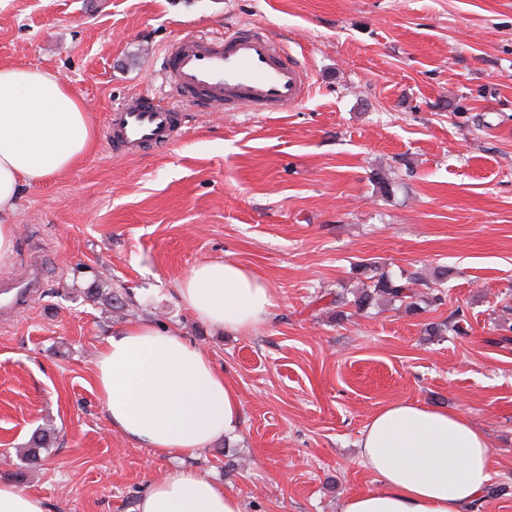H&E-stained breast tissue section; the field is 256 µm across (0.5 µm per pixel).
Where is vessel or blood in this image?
Returning <instances> with one entry per match:
<instances>
[{
  "label": "vessel or blood",
  "mask_w": 512,
  "mask_h": 512,
  "mask_svg": "<svg viewBox=\"0 0 512 512\" xmlns=\"http://www.w3.org/2000/svg\"><path fill=\"white\" fill-rule=\"evenodd\" d=\"M165 77L186 101L208 110L279 112L299 103L310 88L307 71L285 59L280 44L258 26L177 41L165 58ZM178 121L176 109L137 95L112 107L107 135L121 148L157 147L170 141ZM42 286L35 262L24 276L0 280V317L25 309Z\"/></svg>",
  "instance_id": "b4317fda"
}]
</instances>
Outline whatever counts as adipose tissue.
Returning a JSON list of instances; mask_svg holds the SVG:
<instances>
[{
    "label": "adipose tissue",
    "instance_id": "adipose-tissue-1",
    "mask_svg": "<svg viewBox=\"0 0 512 512\" xmlns=\"http://www.w3.org/2000/svg\"><path fill=\"white\" fill-rule=\"evenodd\" d=\"M94 137L82 99L60 77L0 66V265L15 252L16 227L8 219L22 187L72 169ZM178 298L205 324L242 334L267 322L277 305L262 276L221 257L193 266ZM94 378L113 428L178 462L239 425V395L208 352L163 324L138 321L108 336ZM359 446L363 466L381 487L346 496L341 512H476L491 479L487 436L444 406L390 403L371 417ZM137 510L243 512V506L224 486L178 465L150 484Z\"/></svg>",
    "mask_w": 512,
    "mask_h": 512
}]
</instances>
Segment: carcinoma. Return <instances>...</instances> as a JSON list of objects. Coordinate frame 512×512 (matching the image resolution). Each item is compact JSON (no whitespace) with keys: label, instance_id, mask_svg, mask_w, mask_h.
Listing matches in <instances>:
<instances>
[{"label":"carcinoma","instance_id":"1","mask_svg":"<svg viewBox=\"0 0 512 512\" xmlns=\"http://www.w3.org/2000/svg\"><path fill=\"white\" fill-rule=\"evenodd\" d=\"M360 275L363 277L362 286L352 292V297L338 293L333 299V303L338 307L336 319L342 320L347 317V313L343 311L346 306L350 305L358 312L365 311L380 299L393 304L398 303L404 306L406 312L418 314L422 311L419 287L424 286L432 290L433 302L442 301L444 292L440 286L448 278V269L437 268L428 278L420 272L395 275L385 271L380 272L370 265H362ZM52 435L53 432L47 430L35 433L24 447L16 449L17 455L31 466L39 465L42 453L49 448Z\"/></svg>","mask_w":512,"mask_h":512}]
</instances>
